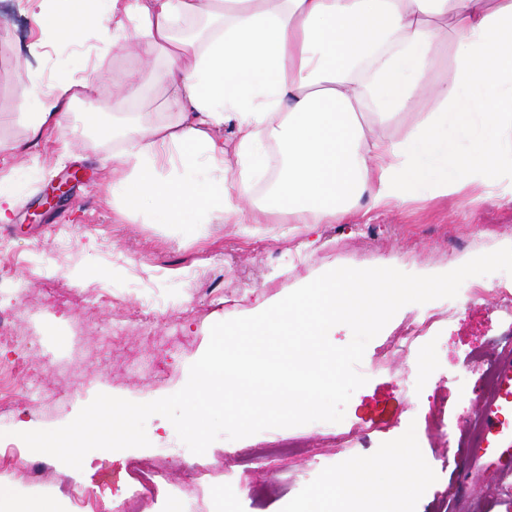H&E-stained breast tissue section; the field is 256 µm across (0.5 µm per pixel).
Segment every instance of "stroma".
Listing matches in <instances>:
<instances>
[{
    "mask_svg": "<svg viewBox=\"0 0 512 512\" xmlns=\"http://www.w3.org/2000/svg\"><path fill=\"white\" fill-rule=\"evenodd\" d=\"M37 0H0V178L17 199L10 223L0 224V327L13 340L0 345V379L16 390L0 449L23 463L9 473L15 512H115L149 482L140 512H173L172 499H192L198 512H512V490L486 481L466 494L455 487L454 462L476 431L483 397L494 390L491 370L512 331V275L476 277L480 295L402 307L366 346L358 367L367 382L351 396L338 423L266 429L214 441L201 455L177 461L184 448L169 420L146 422L144 448L89 452L81 469L29 453L22 431L72 421L100 393L134 402L169 396L187 382L205 352L213 324L260 313L290 292L337 267H394L416 274L512 246V200L497 195L472 203L448 199L363 209L350 224H255L240 234L231 224L149 222L112 207V169L124 148L103 133L113 115L137 112L162 120L173 65L160 55L144 62L129 44L96 38L49 41L34 26ZM136 72L142 94L126 98L116 74ZM71 79L86 89L71 123L82 135L66 155L54 129L29 146L25 117L50 84ZM437 100L422 95L411 111L387 121L365 112L363 122L390 139L403 137ZM24 153L11 152L14 144ZM66 176L68 193L46 206L49 189ZM433 318L412 344L409 324ZM124 325L106 348L104 325ZM41 391L26 393L12 364L39 365ZM285 440L293 454L269 446ZM409 446L419 468L402 492L392 449ZM168 456H161V449ZM34 477H27L26 467ZM371 470L366 487L348 490L337 477ZM66 481L74 497L56 487Z\"/></svg>",
    "mask_w": 512,
    "mask_h": 512,
    "instance_id": "1",
    "label": "stroma"
}]
</instances>
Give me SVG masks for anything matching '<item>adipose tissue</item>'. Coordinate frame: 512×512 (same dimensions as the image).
I'll list each match as a JSON object with an SVG mask.
<instances>
[{
  "label": "adipose tissue",
  "instance_id": "1",
  "mask_svg": "<svg viewBox=\"0 0 512 512\" xmlns=\"http://www.w3.org/2000/svg\"><path fill=\"white\" fill-rule=\"evenodd\" d=\"M207 17L201 42L176 37L182 19ZM36 27L62 41L85 33L117 44L135 28L145 58L165 50L175 67L163 81L165 120L113 124L126 143L112 183L120 211L150 209L178 223L232 222L252 210L229 202L235 180L263 169L266 145L282 167L271 183L277 223L344 224L360 206L384 207L491 188L512 196V0H40ZM457 46L448 79L432 89L439 109L404 137L370 134L360 118L412 108L437 38ZM76 82L40 94L27 116L32 134L52 125L72 135ZM235 128L226 151L218 131ZM179 151L182 175L163 177ZM207 183L200 196L199 183Z\"/></svg>",
  "mask_w": 512,
  "mask_h": 512
}]
</instances>
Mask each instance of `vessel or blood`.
<instances>
[{
  "label": "vessel or blood",
  "mask_w": 512,
  "mask_h": 512,
  "mask_svg": "<svg viewBox=\"0 0 512 512\" xmlns=\"http://www.w3.org/2000/svg\"><path fill=\"white\" fill-rule=\"evenodd\" d=\"M494 372L497 391L483 403L477 439L465 450L456 469V480L464 493L489 474L512 479V352L499 359Z\"/></svg>",
  "instance_id": "1"
}]
</instances>
